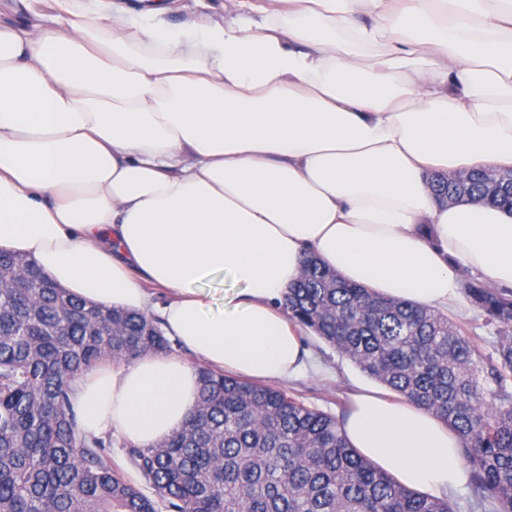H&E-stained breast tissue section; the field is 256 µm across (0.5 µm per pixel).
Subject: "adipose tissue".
<instances>
[{
	"instance_id": "1",
	"label": "adipose tissue",
	"mask_w": 512,
	"mask_h": 512,
	"mask_svg": "<svg viewBox=\"0 0 512 512\" xmlns=\"http://www.w3.org/2000/svg\"><path fill=\"white\" fill-rule=\"evenodd\" d=\"M32 2L0 20V252L95 304L159 309L186 350L82 375L85 433L155 447L203 367L298 377L282 300L305 253L421 306L453 305L464 272L512 288V210L427 184L512 168V0H223L183 25L160 2ZM342 431L406 487L466 481L459 436L406 399L354 394Z\"/></svg>"
}]
</instances>
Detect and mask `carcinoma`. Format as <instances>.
<instances>
[{"label": "carcinoma", "mask_w": 512, "mask_h": 512, "mask_svg": "<svg viewBox=\"0 0 512 512\" xmlns=\"http://www.w3.org/2000/svg\"><path fill=\"white\" fill-rule=\"evenodd\" d=\"M431 183L442 202L473 195L512 207L509 173ZM24 265L0 253V512H453L349 447L335 417L207 368L181 430L160 447H127L147 496L112 466L110 444L80 430L72 394L97 364L165 353L169 341L156 319L89 304ZM304 268L284 299L289 318L446 422L483 512H512V289L465 284L500 328L489 364L441 311L374 295L313 258Z\"/></svg>", "instance_id": "carcinoma-1"}]
</instances>
